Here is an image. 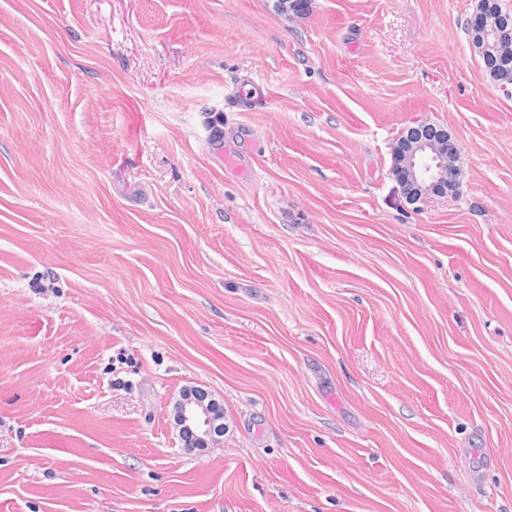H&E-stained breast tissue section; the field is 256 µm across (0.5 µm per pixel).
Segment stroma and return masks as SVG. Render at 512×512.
I'll return each instance as SVG.
<instances>
[{
	"label": "stroma",
	"mask_w": 512,
	"mask_h": 512,
	"mask_svg": "<svg viewBox=\"0 0 512 512\" xmlns=\"http://www.w3.org/2000/svg\"><path fill=\"white\" fill-rule=\"evenodd\" d=\"M478 3L0 0V512H512ZM415 119L456 194L391 175ZM195 385L224 435L190 452ZM173 420L183 448L189 451L212 447L224 432V410L201 387L184 389L173 404Z\"/></svg>",
	"instance_id": "stroma-1"
}]
</instances>
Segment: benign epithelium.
<instances>
[{"mask_svg":"<svg viewBox=\"0 0 512 512\" xmlns=\"http://www.w3.org/2000/svg\"><path fill=\"white\" fill-rule=\"evenodd\" d=\"M414 139V149L404 171L392 174L401 188L414 181L429 187V194L446 196L461 184L459 168L448 167L435 153L433 141L439 129L424 120L413 121L406 129ZM173 420L178 437L189 451L209 448L224 432V410L212 395L201 387L181 391L173 404Z\"/></svg>","mask_w":512,"mask_h":512,"instance_id":"obj_1","label":"benign epithelium"}]
</instances>
